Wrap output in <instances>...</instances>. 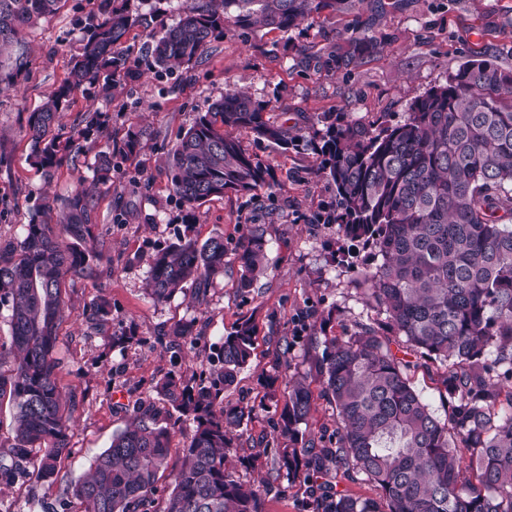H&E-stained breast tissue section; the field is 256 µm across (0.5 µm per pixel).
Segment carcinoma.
<instances>
[{
	"label": "carcinoma",
	"mask_w": 512,
	"mask_h": 512,
	"mask_svg": "<svg viewBox=\"0 0 512 512\" xmlns=\"http://www.w3.org/2000/svg\"><path fill=\"white\" fill-rule=\"evenodd\" d=\"M61 0H0V57ZM100 0L67 79L45 94L28 116L31 157L46 174L75 162L83 141L102 125L97 112L62 134V114L73 97L99 87L112 99L132 78L128 32L142 23L129 0ZM365 0H189L178 22L148 34L146 57L156 72L198 61L224 23L286 32L314 13L348 12ZM378 48L357 30L336 67L360 63ZM268 104L244 93L214 102L179 134L168 154L172 190L192 210L228 192L255 195L272 184L268 166L232 131L286 148L303 139L288 122L265 117ZM306 140L318 168L336 187L339 235L369 248L374 264L357 271L365 303L382 318L344 336L310 337V372L267 376L264 398L273 408L261 443L272 449L276 477L300 484L316 512H512V69L491 57L469 60L416 98L396 124H365L339 113L323 118ZM144 132L95 156L106 183L119 162L137 156ZM97 199L85 189L70 196L52 224L35 215L23 236L0 243V303L10 315L13 365L0 369V398L16 404L14 435L0 458V480L40 453L34 470L52 484L68 450L75 401L58 383L55 349L67 275L100 274L93 235ZM224 237L190 235L159 249L145 291L157 303L188 288L205 294L224 275ZM237 288L246 295L267 269V240L254 224L234 248ZM107 304L92 302L86 320L106 324ZM194 325L178 323L170 343L192 340ZM256 325L238 323L212 353L216 366L190 376L173 367L139 399L134 418L68 486L83 512H150L159 473L168 469L170 443L182 418L193 428L173 470L165 512H263L265 489L228 467L230 449L248 433L253 408L224 402L253 356ZM418 360L444 368L448 417L440 420L413 387ZM321 389L314 394L311 385ZM336 412V425L315 433L309 420L317 398ZM364 475L382 502L339 490Z\"/></svg>",
	"instance_id": "obj_1"
}]
</instances>
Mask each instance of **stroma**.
I'll return each mask as SVG.
<instances>
[{"mask_svg": "<svg viewBox=\"0 0 512 512\" xmlns=\"http://www.w3.org/2000/svg\"><path fill=\"white\" fill-rule=\"evenodd\" d=\"M180 2L131 0L146 23L133 28L127 40L138 61L129 93L114 101L94 88L76 95L62 117L65 133L93 111L106 115L105 133L92 136L76 162L50 176L32 163L26 119L45 93L66 78L95 8L93 0H66L57 14L24 30L20 44L5 58L9 64L22 60L23 69L14 85L0 86V240L21 237L36 211L46 210L48 219H55L74 190L88 189L98 201L94 235L102 274L65 279L58 381L63 392L75 396L76 407L58 479L44 483L33 465H26L13 482L0 485V512H82L67 485L124 429L130 420L125 404L150 395L153 379L174 363L207 371L213 348L239 320H255L256 349L225 397L255 407L251 429L257 434L270 420L259 407L263 379L281 354L291 371L311 369L307 345L316 316L335 310L336 319L326 328L331 336L376 318V310L365 305L353 283L356 269L370 263V253L357 246L346 263L334 261L332 254L342 243L332 222L336 189L318 172L306 147L284 150L238 131L244 148L270 167L274 188L254 197L228 193L192 213L179 202L166 158L178 132L200 112L226 93L242 91L267 103L270 120L289 122L308 135L311 119L327 112H344L367 123L402 121L415 98L445 83L476 55L493 56L512 68V0H367L354 13L325 11L286 32L228 23L223 38L192 66L171 73L149 70L144 62L147 34L175 25ZM356 27L377 38L378 50L363 64L333 68L330 55L346 47ZM132 127L147 131L140 153L112 170L106 184H96V153L107 142H122ZM249 224L263 225L268 240V270L250 295L239 293L237 265L230 255L223 278L203 298L189 289L156 303L146 294L152 256L176 236L187 233L202 242L220 235L232 248ZM96 298L104 299L109 309L101 329L84 316L86 305ZM178 322L195 324L201 336L171 345L168 333ZM123 333L131 335V342L114 343V336ZM439 373L429 363L411 370L409 377L443 420L448 394ZM229 465L243 481L270 480L264 512H313L307 494L275 479L272 456L263 448L246 444L233 449Z\"/></svg>", "mask_w": 512, "mask_h": 512, "instance_id": "1", "label": "stroma"}]
</instances>
